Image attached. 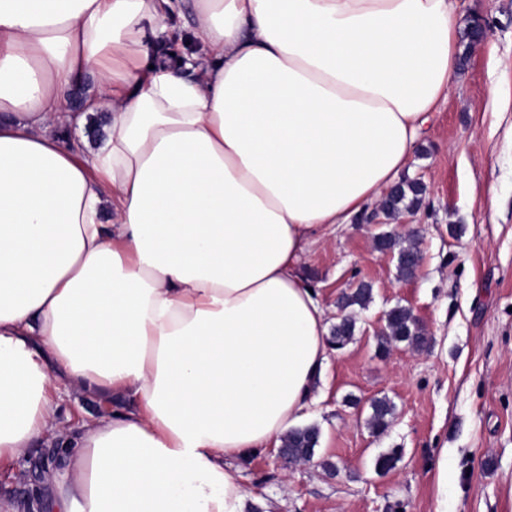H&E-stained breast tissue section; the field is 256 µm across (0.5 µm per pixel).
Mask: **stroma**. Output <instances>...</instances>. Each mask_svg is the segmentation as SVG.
I'll return each mask as SVG.
<instances>
[{
    "label": "stroma",
    "instance_id": "35a3bbf8",
    "mask_svg": "<svg viewBox=\"0 0 512 512\" xmlns=\"http://www.w3.org/2000/svg\"><path fill=\"white\" fill-rule=\"evenodd\" d=\"M455 16L462 27L480 17L489 38L471 48L411 164L410 178L427 187L422 206L399 218L418 231L414 276L399 278L396 254L375 247L389 224L362 218L329 231L299 265L329 324L359 283L370 284L372 299L354 308L355 336L331 350L303 419L320 430L313 461L286 468L270 448L238 464L246 494L275 512H433L442 448L448 512H512V0H455ZM398 304L412 309L428 343H396L383 356L378 333ZM380 397L395 415L376 436L367 419ZM111 412L110 400L81 391L63 398L58 421L74 430ZM394 448L396 467L377 472V457ZM39 456L34 447L0 464V493L21 501L34 488L49 493L30 476Z\"/></svg>",
    "mask_w": 512,
    "mask_h": 512
}]
</instances>
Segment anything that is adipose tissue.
<instances>
[{
  "label": "adipose tissue",
  "instance_id": "obj_1",
  "mask_svg": "<svg viewBox=\"0 0 512 512\" xmlns=\"http://www.w3.org/2000/svg\"><path fill=\"white\" fill-rule=\"evenodd\" d=\"M180 8L198 52L156 55ZM459 53L451 0H0V461L62 447L46 512H245L236 462L328 360L301 258L409 170ZM59 371L118 406L69 432ZM104 107L100 112L86 114L85 122L81 128L73 125L65 130L60 131L65 135L66 143H77L81 137H85L90 141L100 140L104 136Z\"/></svg>",
  "mask_w": 512,
  "mask_h": 512
}]
</instances>
